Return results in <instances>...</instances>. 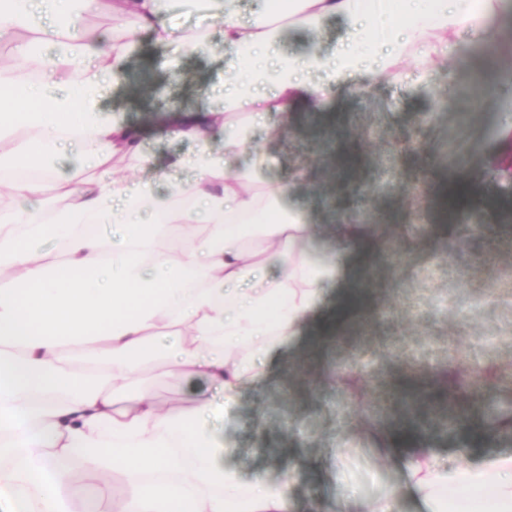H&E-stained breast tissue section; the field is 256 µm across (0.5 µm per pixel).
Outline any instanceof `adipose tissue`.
Instances as JSON below:
<instances>
[{"label":"adipose tissue","mask_w":512,"mask_h":512,"mask_svg":"<svg viewBox=\"0 0 512 512\" xmlns=\"http://www.w3.org/2000/svg\"><path fill=\"white\" fill-rule=\"evenodd\" d=\"M165 0H0V40L18 58L34 47L53 58L38 78L0 67V162L35 170L31 179L0 181L12 200L0 209V512H319L317 502H294L284 485L245 484L229 463L232 448L206 429L213 391L235 399L248 383L267 379L274 345L292 343L315 314L328 280L342 272L344 255L382 251L386 242L356 212L338 214L310 258L313 237L303 207L291 200L305 172L255 182L233 163L244 145L241 129L264 126L270 115L291 116L297 105L320 107L328 91L354 76L385 77L413 57L425 65L464 63L453 36L472 30L493 43L512 0H400L389 36L374 39L373 14L359 0H282L258 20L241 18L238 0H220L228 72L219 87L223 110L171 109L168 134L195 145L173 155L171 170L195 180L172 193L115 169L118 161L151 167L141 131L104 101L139 47V35L191 51L206 30L181 34L164 11ZM121 19L110 42L73 36L85 14ZM346 25L333 54L286 55L281 42L296 29L326 20ZM192 196V209L175 200ZM275 211L272 241L244 245L229 217ZM195 229L189 245L180 238ZM175 241L156 248L159 237ZM61 245L65 259L49 257ZM184 372L210 387L177 413L161 410L138 382L134 354L160 341ZM246 343L245 359L234 358ZM127 394L117 407L114 394ZM411 495L429 512H458L459 500L483 512H512V454L444 462L426 441L401 449ZM81 461L88 482L68 481ZM122 468L153 471L157 480L115 501L89 483Z\"/></svg>","instance_id":"adipose-tissue-1"}]
</instances>
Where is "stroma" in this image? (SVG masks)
Masks as SVG:
<instances>
[{
    "label": "stroma",
    "instance_id": "35a3bbf8",
    "mask_svg": "<svg viewBox=\"0 0 512 512\" xmlns=\"http://www.w3.org/2000/svg\"><path fill=\"white\" fill-rule=\"evenodd\" d=\"M168 17L181 31L209 28V45L182 54L142 35L106 100L142 129L143 148L156 161L142 178L160 194L194 175L167 171L168 158L193 145L159 126L171 107L217 106L211 89L225 69L221 28L195 0L171 7ZM500 25L504 34L488 51L469 31L458 32L466 67L426 73L411 59L395 78L356 76L351 87L333 89L320 112L299 110L277 136L257 129L258 151L241 155L240 164L261 178L309 172L293 194L315 232L338 212L361 208L396 248L392 259L350 255L321 319L267 360L269 382L245 387L211 419L245 479L287 484L291 499L317 500L323 512H336L351 488L365 499L395 491L400 512H422L396 459L374 448L372 430L396 441L426 437L453 463L463 452L512 453V427L497 426L488 413L512 410V170L497 161V131L512 124V14ZM344 35V23L333 20L315 34L292 32L284 48L312 46L325 56ZM174 55L173 72L165 62ZM494 67L502 75L488 102L473 79ZM452 176L480 184L463 221L447 194ZM143 378L172 411L204 388L174 363L147 368ZM455 401L467 427L445 425Z\"/></svg>",
    "mask_w": 512,
    "mask_h": 512
}]
</instances>
